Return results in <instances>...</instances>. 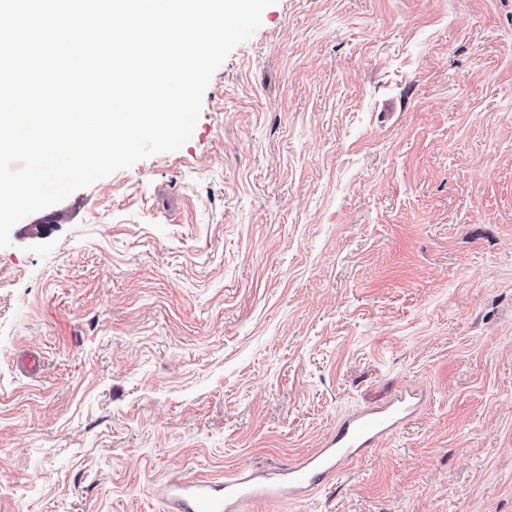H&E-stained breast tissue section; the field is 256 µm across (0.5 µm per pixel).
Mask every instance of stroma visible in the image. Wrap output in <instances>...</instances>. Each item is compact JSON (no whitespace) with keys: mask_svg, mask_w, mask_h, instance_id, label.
<instances>
[{"mask_svg":"<svg viewBox=\"0 0 512 512\" xmlns=\"http://www.w3.org/2000/svg\"><path fill=\"white\" fill-rule=\"evenodd\" d=\"M11 241L0 512L275 482L399 395L381 447L248 512H512V0H275L179 150Z\"/></svg>","mask_w":512,"mask_h":512,"instance_id":"35a3bbf8","label":"stroma"}]
</instances>
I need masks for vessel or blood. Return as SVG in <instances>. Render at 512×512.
<instances>
[{
    "label": "vessel or blood",
    "instance_id": "b4317fda",
    "mask_svg": "<svg viewBox=\"0 0 512 512\" xmlns=\"http://www.w3.org/2000/svg\"><path fill=\"white\" fill-rule=\"evenodd\" d=\"M409 412V404L399 398L384 407L355 413L337 427L335 435L329 436L321 448L286 465L285 485L294 494H306L317 482L333 477L342 462L380 447ZM277 492L274 486L257 488L252 475L242 473L220 491L212 483L201 481L170 485L164 496L172 512H245L252 500Z\"/></svg>",
    "mask_w": 512,
    "mask_h": 512
}]
</instances>
